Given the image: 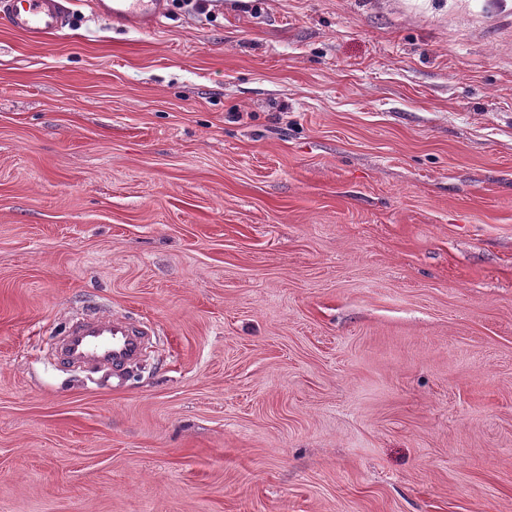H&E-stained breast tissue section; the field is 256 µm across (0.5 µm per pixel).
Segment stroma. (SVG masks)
Returning a JSON list of instances; mask_svg holds the SVG:
<instances>
[{"mask_svg": "<svg viewBox=\"0 0 512 512\" xmlns=\"http://www.w3.org/2000/svg\"><path fill=\"white\" fill-rule=\"evenodd\" d=\"M209 9L0 25V512H512V0ZM68 336L66 346L74 348V353H62L66 360L79 355L111 372L112 366L116 368L135 359L140 348V334L116 318L98 317L72 329Z\"/></svg>", "mask_w": 512, "mask_h": 512, "instance_id": "stroma-1", "label": "stroma"}]
</instances>
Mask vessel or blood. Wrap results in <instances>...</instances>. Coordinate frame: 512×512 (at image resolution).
I'll list each match as a JSON object with an SVG mask.
<instances>
[{
    "label": "vessel or blood",
    "instance_id": "obj_1",
    "mask_svg": "<svg viewBox=\"0 0 512 512\" xmlns=\"http://www.w3.org/2000/svg\"><path fill=\"white\" fill-rule=\"evenodd\" d=\"M71 0H0V22L38 42L70 24ZM94 13L111 25L154 31L168 13L167 0H92ZM80 358L109 369L138 355L140 338L116 318L100 317L72 329L66 342Z\"/></svg>",
    "mask_w": 512,
    "mask_h": 512
}]
</instances>
